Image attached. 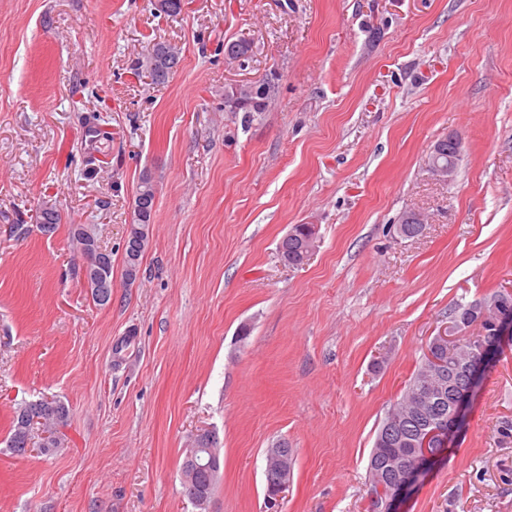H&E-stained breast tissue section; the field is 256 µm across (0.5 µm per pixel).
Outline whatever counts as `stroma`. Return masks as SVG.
Here are the masks:
<instances>
[{"mask_svg": "<svg viewBox=\"0 0 512 512\" xmlns=\"http://www.w3.org/2000/svg\"><path fill=\"white\" fill-rule=\"evenodd\" d=\"M155 39L182 49L162 85L133 68ZM272 73L266 111H225L226 86ZM451 136L443 181L428 158ZM296 224L317 227L299 267L278 249ZM77 225L112 254L107 304ZM508 286L512 0H0V512H199L181 467L202 430L206 512H369L378 427L428 340ZM41 398L69 408L61 444L17 454L13 417ZM510 423L512 342L402 512H512ZM280 441L295 463L272 507ZM146 176L142 175L141 180L138 184V187L136 188L135 195L137 193H141L145 196L144 198V214H143V220L137 219V224H134L138 227H145L147 228L149 224L152 223L153 220V212H154V202H155V195H156V189L155 186L150 185L148 182H145ZM136 233L132 232V239L139 242L142 241V233L145 234V230L141 228H136ZM147 234L143 238L141 243H137L136 245L129 240L126 241L125 246V255H124V275L125 279L128 282H134L139 273L141 258L145 253L146 245H147ZM214 436L215 433L212 431L197 432L193 435L191 440V448L182 464V477L186 486L192 482L195 476L200 473H204L207 477L212 479L213 492L220 470V463L219 458L214 452L213 448H206L205 443L209 442L210 445V443L214 440ZM204 474L197 478V484L198 486L202 487L204 491L209 492V485L206 483L207 478ZM212 492L208 498L204 495L193 496L198 504L197 507L201 511H205L211 498ZM292 468V448H285L280 446L279 443H276L272 448H267L265 454L264 475L267 485V497L270 505L275 506L282 497L284 491L288 488Z\"/></svg>", "mask_w": 512, "mask_h": 512, "instance_id": "stroma-1", "label": "stroma"}]
</instances>
